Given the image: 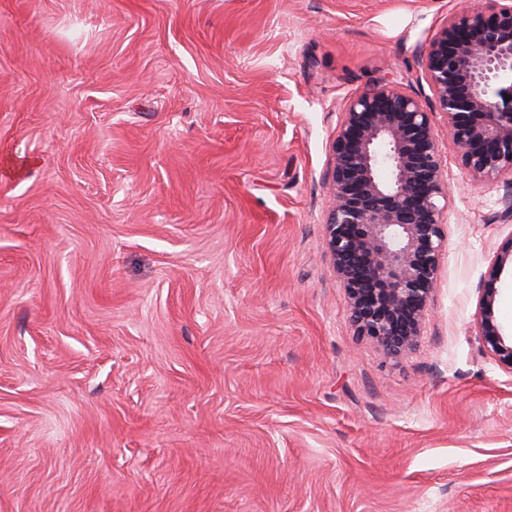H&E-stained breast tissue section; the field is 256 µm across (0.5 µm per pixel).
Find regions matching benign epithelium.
I'll return each instance as SVG.
<instances>
[{"mask_svg": "<svg viewBox=\"0 0 512 512\" xmlns=\"http://www.w3.org/2000/svg\"><path fill=\"white\" fill-rule=\"evenodd\" d=\"M431 97L383 77L351 97L336 121L325 242L355 331L388 353L412 349L428 311L445 245L449 189L434 117L473 176L512 175V0L490 13L461 6L422 46ZM496 291L478 303L481 348L512 370V336L495 315Z\"/></svg>", "mask_w": 512, "mask_h": 512, "instance_id": "1", "label": "benign epithelium"}]
</instances>
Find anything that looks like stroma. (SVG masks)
I'll use <instances>...</instances> for the list:
<instances>
[{
	"mask_svg": "<svg viewBox=\"0 0 512 512\" xmlns=\"http://www.w3.org/2000/svg\"><path fill=\"white\" fill-rule=\"evenodd\" d=\"M460 0H0V512H512V177L400 358L323 222L336 115ZM495 305V289H485L480 297L477 313L481 348L498 362L512 369V336H503L495 315Z\"/></svg>",
	"mask_w": 512,
	"mask_h": 512,
	"instance_id": "1",
	"label": "stroma"
}]
</instances>
